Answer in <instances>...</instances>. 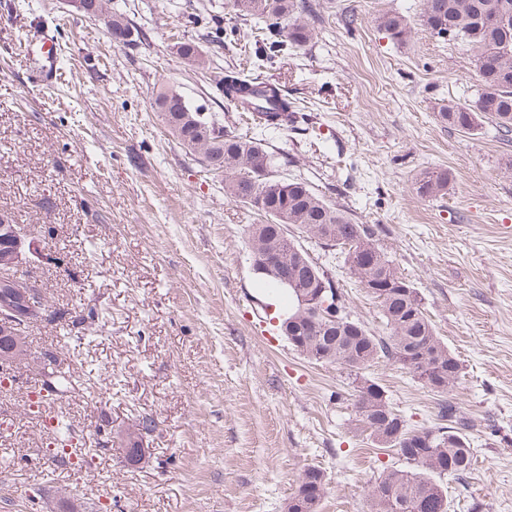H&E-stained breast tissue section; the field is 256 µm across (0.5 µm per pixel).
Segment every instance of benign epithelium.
I'll list each match as a JSON object with an SVG mask.
<instances>
[{"label":"benign epithelium","mask_w":512,"mask_h":512,"mask_svg":"<svg viewBox=\"0 0 512 512\" xmlns=\"http://www.w3.org/2000/svg\"><path fill=\"white\" fill-rule=\"evenodd\" d=\"M4 230L9 240L0 249V290L11 295V300L0 303V336L16 337L19 328L41 319L44 288L20 273L28 255L37 250L34 242L11 224L0 223V232Z\"/></svg>","instance_id":"7a95c632"}]
</instances>
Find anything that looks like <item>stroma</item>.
<instances>
[{
  "mask_svg": "<svg viewBox=\"0 0 512 512\" xmlns=\"http://www.w3.org/2000/svg\"><path fill=\"white\" fill-rule=\"evenodd\" d=\"M308 2L312 42L257 71L287 90L297 119L264 131L224 97L225 71L254 72L256 48L253 20L231 0H104L100 17L72 0H0V219L40 248L23 274L86 318L70 340L63 326L32 327L29 351L62 339L63 368L91 371L43 402L28 368L0 372V512H54L68 490L81 512H288L312 466L326 475L317 512H369L383 470L400 464L363 432L347 366L304 357L278 331L288 297L262 282L248 247L249 225L265 218L229 201L223 174L164 126L153 105L163 84L374 225L461 364L449 398L476 424L475 463L463 480L442 478L450 512H512V136L438 121V103L470 102L479 82L472 51L420 26L423 0ZM347 11L359 18L350 32ZM391 11L412 27L407 44L377 23ZM111 13L129 21L131 41L113 40ZM36 18L54 27L61 57L46 88L20 46ZM218 25L235 28L236 46ZM179 41L195 42L205 66L180 57ZM432 169L450 175L433 200L415 190ZM304 246L333 266L352 318L385 335L343 257ZM366 373L409 427L437 424L438 396L409 369L381 360ZM60 412L98 444L91 462L52 460ZM142 415L157 429L131 461L127 435Z\"/></svg>",
  "mask_w": 512,
  "mask_h": 512,
  "instance_id": "obj_1",
  "label": "stroma"
}]
</instances>
